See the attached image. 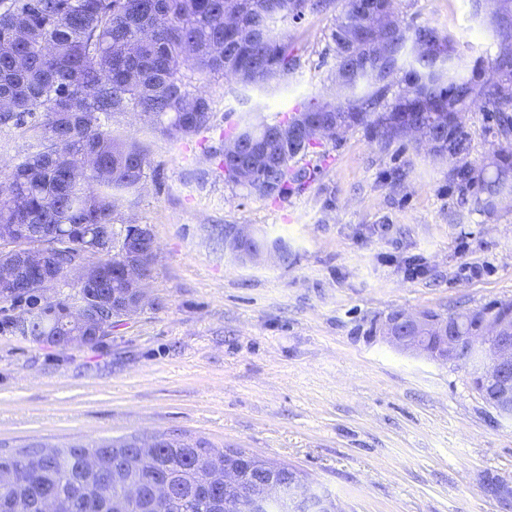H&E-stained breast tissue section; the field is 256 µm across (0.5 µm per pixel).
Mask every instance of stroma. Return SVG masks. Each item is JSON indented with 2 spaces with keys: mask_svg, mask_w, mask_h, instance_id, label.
<instances>
[{
  "mask_svg": "<svg viewBox=\"0 0 512 512\" xmlns=\"http://www.w3.org/2000/svg\"><path fill=\"white\" fill-rule=\"evenodd\" d=\"M395 8L403 23L452 35L465 62L497 50L472 0ZM333 18L274 20L299 62L270 87L201 83L213 118L198 135L169 140L115 116V133L150 159L144 187L115 212L154 237L146 304L92 346L0 332V450L180 433L296 468L346 512H512L484 488H512V420L465 366L370 333L398 310L512 299V202L479 212L449 162L360 127L326 143L325 161L306 157L316 179L281 199L224 180L225 130L335 97ZM229 225L285 243L288 261L239 263L224 251Z\"/></svg>",
  "mask_w": 512,
  "mask_h": 512,
  "instance_id": "obj_1",
  "label": "stroma"
}]
</instances>
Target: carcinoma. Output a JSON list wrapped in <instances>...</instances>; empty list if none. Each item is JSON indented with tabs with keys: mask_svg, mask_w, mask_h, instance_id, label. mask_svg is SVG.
Instances as JSON below:
<instances>
[{
	"mask_svg": "<svg viewBox=\"0 0 512 512\" xmlns=\"http://www.w3.org/2000/svg\"><path fill=\"white\" fill-rule=\"evenodd\" d=\"M393 2L388 0L383 14L344 0L329 34L343 101L311 99L276 123L235 127L228 138L270 148L278 164L253 159L243 176V161L226 157L227 182L262 198H280L314 179L315 170L295 163L316 153L326 158L318 149L336 139V131L362 127L388 146L418 125L432 132L428 143L438 157L457 159L448 180L471 194L476 209L491 213L512 198V152H489L491 168L483 172L468 160L470 138L463 122L466 113L483 111L494 121L493 137L512 139V57L491 59L486 78L484 59L467 65L448 33L403 24ZM334 5L335 0H0V99L12 103L0 110V128L20 129L35 141L33 151L10 170H0V225L58 226L56 238L47 242L57 256L55 270L23 271L20 288L8 298L20 312L1 320L0 332L69 345L64 319L71 303L46 297L45 280L53 272L67 277L66 267L86 250L88 225L110 231L111 245L97 263L114 292L126 290L114 264L129 239H140L145 252L154 249L148 226L115 224V203L144 184L149 160L136 142L114 134L109 125L114 115L137 113L164 137H188L210 124L212 107L183 72L187 60L202 77L230 73L244 86L269 87L298 66L288 37L263 39L269 20L281 13L300 19ZM485 8L497 40L512 43V20L501 17L492 0ZM227 13L233 16L229 28ZM381 38L398 46L387 62L379 55ZM282 126L288 127L287 139H265ZM230 247L256 256L267 243L259 239ZM79 300L87 312L104 315L105 326L85 332L95 342L112 330V319L124 316L118 308L103 307L99 288L80 285ZM502 321L512 322V299L467 310L463 334L481 336L488 324ZM470 381L498 408L493 385L473 373ZM136 452L122 439L46 452L30 446L0 451V512H42L47 497L58 502V512H238L270 466L242 457L241 450L215 449L203 439L163 441L144 467L127 464ZM90 454L100 458L99 469L87 468ZM26 463L23 483L2 480L5 472ZM226 465L243 469L240 486L224 487ZM205 466L218 476L209 486L196 481ZM129 483L141 490L132 508L121 501ZM159 483L169 485V498L154 497Z\"/></svg>",
	"mask_w": 512,
	"mask_h": 512,
	"instance_id": "cac0c4a2",
	"label": "carcinoma"
}]
</instances>
